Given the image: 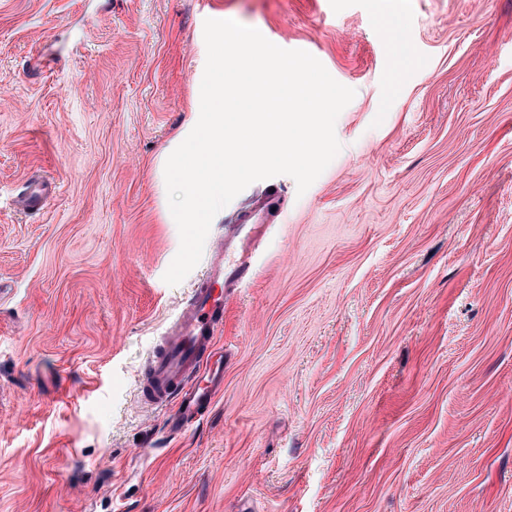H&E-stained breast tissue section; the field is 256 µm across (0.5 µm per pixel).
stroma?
<instances>
[{"instance_id": "stroma-1", "label": "stroma", "mask_w": 512, "mask_h": 512, "mask_svg": "<svg viewBox=\"0 0 512 512\" xmlns=\"http://www.w3.org/2000/svg\"><path fill=\"white\" fill-rule=\"evenodd\" d=\"M382 16L411 48L393 89ZM209 18L355 96L305 193L277 175L215 216L209 248L282 201L224 391L173 437L138 379L208 267L163 280L159 161ZM0 512H512V0H0Z\"/></svg>"}]
</instances>
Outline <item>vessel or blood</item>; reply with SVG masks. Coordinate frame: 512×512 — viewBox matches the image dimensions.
Segmentation results:
<instances>
[{
    "label": "vessel or blood",
    "mask_w": 512,
    "mask_h": 512,
    "mask_svg": "<svg viewBox=\"0 0 512 512\" xmlns=\"http://www.w3.org/2000/svg\"><path fill=\"white\" fill-rule=\"evenodd\" d=\"M275 194L256 196L225 225L203 280L180 309L161 350L141 380L144 401L153 407H177V426L195 423L224 388V356L215 349V333L224 324V304L250 275L253 248L267 222L280 214Z\"/></svg>",
    "instance_id": "b4317fda"
}]
</instances>
